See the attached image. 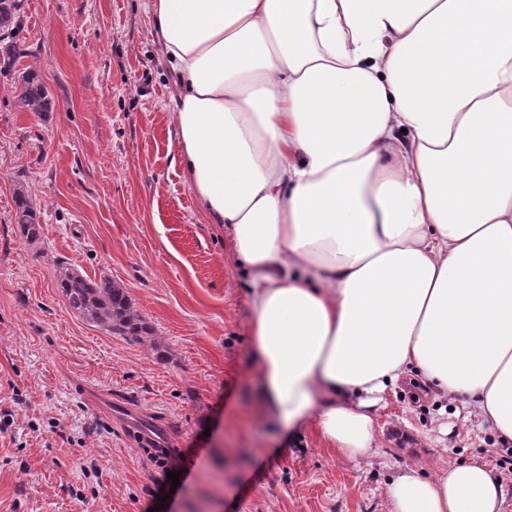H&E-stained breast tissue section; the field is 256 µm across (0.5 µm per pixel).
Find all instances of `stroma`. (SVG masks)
Instances as JSON below:
<instances>
[{
  "label": "stroma",
  "instance_id": "obj_1",
  "mask_svg": "<svg viewBox=\"0 0 512 512\" xmlns=\"http://www.w3.org/2000/svg\"><path fill=\"white\" fill-rule=\"evenodd\" d=\"M18 69L51 111L19 110L0 76V512H388L408 465L506 451L461 404L386 397L365 465L314 428L298 443L258 417L250 281L230 229L194 196L170 121L174 76L144 0H22ZM39 237L16 221L14 192ZM65 261L120 283L152 340L113 336L70 308ZM176 449L179 485L145 441Z\"/></svg>",
  "mask_w": 512,
  "mask_h": 512
}]
</instances>
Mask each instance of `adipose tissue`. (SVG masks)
<instances>
[{"label": "adipose tissue", "mask_w": 512, "mask_h": 512, "mask_svg": "<svg viewBox=\"0 0 512 512\" xmlns=\"http://www.w3.org/2000/svg\"><path fill=\"white\" fill-rule=\"evenodd\" d=\"M178 155L250 279L263 420L376 453L410 374L512 444V0H146ZM482 458L389 512H502Z\"/></svg>", "instance_id": "adipose-tissue-1"}]
</instances>
